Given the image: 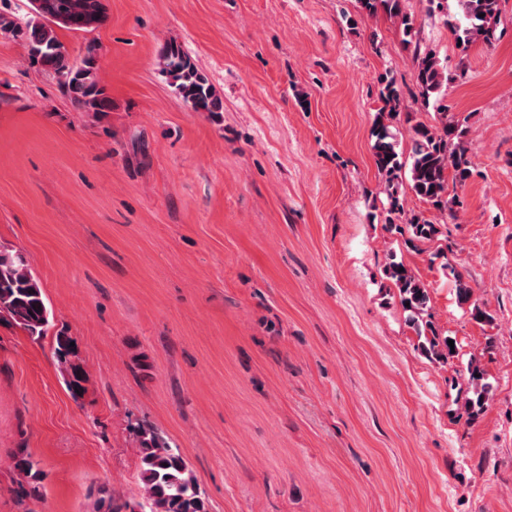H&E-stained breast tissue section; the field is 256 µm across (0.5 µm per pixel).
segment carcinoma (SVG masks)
<instances>
[{
	"instance_id": "cac0c4a2",
	"label": "carcinoma",
	"mask_w": 512,
	"mask_h": 512,
	"mask_svg": "<svg viewBox=\"0 0 512 512\" xmlns=\"http://www.w3.org/2000/svg\"><path fill=\"white\" fill-rule=\"evenodd\" d=\"M447 0H427L428 11L444 13L445 24L468 48L477 43L490 45L496 40L500 17V0H457V10L448 11ZM360 10L374 16L384 11L394 18L404 36V42L414 45L413 80L416 98L423 106L436 108L435 123L418 121L411 126L410 162L401 160L397 144L390 131V122L400 116L402 91L396 82L383 76L379 80V109L373 130V155L378 172L385 177L390 198L388 224L405 221L411 236L418 240H432L439 229L421 213L406 216L400 203L401 173L409 168V186L412 192L442 211L453 204L449 183L464 184L473 177L471 161L462 145L465 130L448 115V105L441 98L448 81L447 65L437 53L421 48L413 42L416 36L415 19L404 12L401 0H358ZM106 20L102 0H35L31 16L20 25L0 16V30L21 37L29 57L44 71L56 76L71 101L82 111L94 114L111 109L112 101L98 77L94 50H87L79 61L71 58L59 40L56 28L87 32ZM161 72L165 74L195 112L213 116L222 111L223 103L214 88L198 72L181 48L166 44L160 52ZM398 290L401 303L411 312L410 323L417 334H422L420 317L427 312V287L404 264L391 261L384 269ZM17 326L29 336L39 339L52 326L53 314L47 304L40 280L25 254L9 245L0 244V323ZM73 338L60 330L55 335V351L66 370V385L72 394L83 391L84 371L79 363L77 347L70 346ZM424 350L438 359L451 356L448 340L434 336L427 340ZM473 396L466 405L473 411L483 408L488 385L483 383L484 372L479 364L468 366ZM139 441L141 452L140 481L143 488L140 512H209L205 493L179 448L172 446L155 428L137 424L131 427ZM13 468L23 478L19 494L28 496L39 492L43 473L31 454L19 451L13 456Z\"/></svg>"
}]
</instances>
